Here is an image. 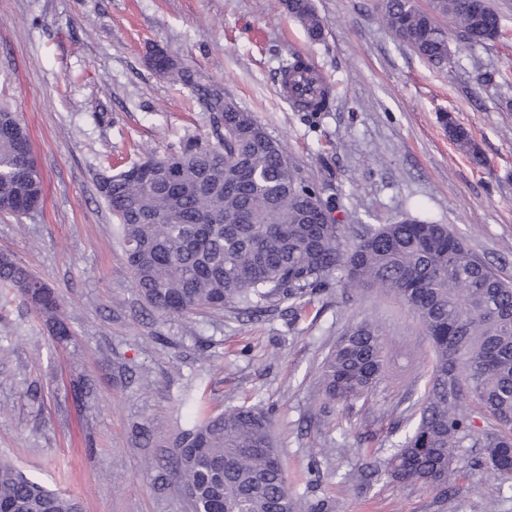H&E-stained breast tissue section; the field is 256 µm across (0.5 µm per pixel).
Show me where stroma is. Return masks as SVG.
<instances>
[{
    "instance_id": "stroma-1",
    "label": "stroma",
    "mask_w": 512,
    "mask_h": 512,
    "mask_svg": "<svg viewBox=\"0 0 512 512\" xmlns=\"http://www.w3.org/2000/svg\"><path fill=\"white\" fill-rule=\"evenodd\" d=\"M501 35L452 37L450 64L422 60L381 0H313L310 41L284 0H0V106L28 128L44 202L0 214V253L53 285L74 334L59 343L16 293H0V457L84 512H191L171 466L181 398L272 412L296 512H512V474L459 449L449 488L381 469L420 415L434 351L395 295L331 288L294 311L161 317L139 297L98 178L211 134V114L147 63L160 49L223 88L282 143L300 177L337 189L345 224L407 215L447 224L512 282V0H489ZM313 60L330 111H295L283 62ZM471 134L486 166L448 135ZM385 331L386 374L367 402H326L320 365L353 323ZM82 377L92 396L75 400Z\"/></svg>"
}]
</instances>
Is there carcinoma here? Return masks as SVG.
Listing matches in <instances>:
<instances>
[{"mask_svg":"<svg viewBox=\"0 0 512 512\" xmlns=\"http://www.w3.org/2000/svg\"><path fill=\"white\" fill-rule=\"evenodd\" d=\"M310 39L323 35L312 0H285ZM448 16L472 40H494L500 18L487 0H384L395 37L429 62L452 58ZM152 69L191 89L213 113L214 141L186 143L170 180L123 171L99 187L117 221L138 294L162 317L199 309L268 312L297 307L327 288H375L396 295L418 318L435 354L420 418L394 445L384 474L410 484L451 478L456 449H483L481 465L512 473V283L475 256L446 224L405 217L393 224H341L337 199L305 184L252 113L224 91L194 79L190 67L164 56ZM316 71L294 53L282 75ZM326 82L298 91L299 112H328ZM450 138L476 165L484 159L469 132L449 124ZM29 143L20 117L0 107V212L22 216L42 202L41 177L20 182V152ZM41 280L0 257V289L19 294L58 342L72 336L54 288L28 291ZM384 331L364 319L347 328L321 364L326 399L353 404L382 381ZM190 427L177 435V482L192 512H295V498L275 448L269 416L252 406L217 414L181 401ZM494 421L479 430L468 409ZM0 512H82L80 502L28 479L0 458Z\"/></svg>","mask_w":512,"mask_h":512,"instance_id":"1","label":"carcinoma"}]
</instances>
